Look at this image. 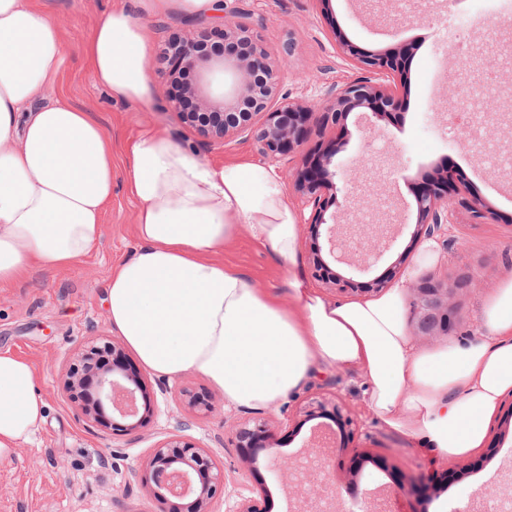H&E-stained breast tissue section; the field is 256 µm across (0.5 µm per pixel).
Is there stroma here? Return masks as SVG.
Listing matches in <instances>:
<instances>
[{
  "instance_id": "35a3bbf8",
  "label": "stroma",
  "mask_w": 512,
  "mask_h": 512,
  "mask_svg": "<svg viewBox=\"0 0 512 512\" xmlns=\"http://www.w3.org/2000/svg\"><path fill=\"white\" fill-rule=\"evenodd\" d=\"M121 0H35L57 23L65 62L46 97L63 99L89 112L112 138V197L102 217L97 247L78 264L55 271L32 270L23 280L0 288V350L31 362L36 390L45 402L44 422L35 438L0 462V512H157L156 500L133 471L149 459L161 439L178 435L213 451L224 467V496L214 498L211 512L249 501L259 512H478L484 495H512V394L488 424L486 445L478 453L451 459L419 448L388 429L370 407L363 376L338 369H316L303 386L275 406L254 410L229 405L203 375L187 372L171 378L147 374V395L154 411L139 431L117 432L91 426L65 390L66 371L76 353L111 335L105 290L111 270L139 246L135 235L136 204L128 194L124 172L125 142L146 128L165 132L186 151L213 163L237 159L261 163L253 137L222 143L199 137L160 100L164 84L153 77L150 106L116 100L95 83L84 45L93 28ZM225 11L262 40L273 61H285L283 93L319 103L328 87L364 77L353 60L336 51L337 38L361 56L401 50L405 65L395 82L399 106L378 121V131L362 133L363 121L350 115L343 127L311 126L300 150L273 162L277 173L302 167L305 158L325 150L353 170L367 187L383 189L403 207L405 223L393 250L373 269V276L400 263L399 279L415 281L411 242L416 212V185L429 181L447 162L456 184L467 186L487 209L482 223L457 210L453 242L441 249L435 276H455L463 268L478 272V282L461 298L462 320L452 338L463 341L477 329L484 302L503 280L512 278V176L486 167L478 151L447 140L441 129L452 89L471 83L492 90L494 109L508 121L491 139L512 150V67L490 74L461 67L472 54V40L462 37L459 54L446 52L435 37L433 22L395 19L392 0H223ZM291 56H284L285 43ZM225 265L251 282L273 289L284 305L288 270L262 249L247 229L224 251ZM210 398L212 412L190 410L182 389ZM267 419L278 448L277 459L258 453L245 458L231 445L227 427L254 418ZM323 465L318 495L305 499L286 472L307 456ZM422 480L424 494L412 493Z\"/></svg>"
}]
</instances>
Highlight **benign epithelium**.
<instances>
[{
    "instance_id": "7a95c632",
    "label": "benign epithelium",
    "mask_w": 512,
    "mask_h": 512,
    "mask_svg": "<svg viewBox=\"0 0 512 512\" xmlns=\"http://www.w3.org/2000/svg\"><path fill=\"white\" fill-rule=\"evenodd\" d=\"M174 39L178 44L172 43ZM174 39L167 40L160 49V74L169 80L171 69L175 67L188 74L189 84L167 92L163 109L178 113L200 136L213 142H223L240 134L251 135L265 159L275 161L299 145L304 128L311 121L336 126L357 110L369 109L374 116L384 118L397 108L398 99L390 84L393 74L402 68L397 54L360 60L369 76L329 89L322 101L312 106L280 93L281 70L270 61L261 40L232 14L224 15L216 30L200 28L186 35H176ZM213 73H222L227 79L224 92L219 96L209 90ZM320 163L319 177L306 179L303 168L297 171L294 180L300 210L310 211L306 224L313 244L315 277L339 294L356 296L379 292L396 275L404 257H399L387 274L359 282L339 272H329L321 256L319 239H324L327 255L334 263L366 273L392 250L395 237L390 231L391 209L380 206L383 195L377 191L354 193L352 173L336 163L335 153L323 152ZM450 184L448 176L442 181L437 179L415 196L414 240L432 239L447 233L459 208L466 210L475 221L484 218L481 201L466 200L459 191L451 190ZM339 193L353 200V209L357 212L374 215L378 234H373L371 225L328 213L330 203ZM363 237L370 246L356 255L349 242ZM475 282L476 276L470 270L452 281L422 276L411 286L409 300V321L414 335L438 342L454 332L461 312L460 296ZM105 350L125 355L120 344L109 340L84 348L69 367L67 393L74 401L82 399L83 372H89L95 377L96 397L93 403L81 407L84 421L101 424V415L109 408L118 417L112 422V430L135 432L154 415L151 409L139 413L137 396L146 392L145 377L132 365H96L95 353ZM234 436L239 448L246 447L247 440L256 439L267 442L265 449L269 456L276 454L270 430L262 420L255 421L251 428L236 429ZM137 476L140 483L162 501L161 512H210V500L224 491V469L213 455L178 436L158 442L150 461Z\"/></svg>"
}]
</instances>
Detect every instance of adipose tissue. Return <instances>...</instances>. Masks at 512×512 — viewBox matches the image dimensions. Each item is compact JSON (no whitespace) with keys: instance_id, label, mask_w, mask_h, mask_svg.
I'll use <instances>...</instances> for the list:
<instances>
[{"instance_id":"obj_1","label":"adipose tissue","mask_w":512,"mask_h":512,"mask_svg":"<svg viewBox=\"0 0 512 512\" xmlns=\"http://www.w3.org/2000/svg\"><path fill=\"white\" fill-rule=\"evenodd\" d=\"M153 32L120 6L85 44L95 82L149 105ZM64 63L55 22L33 0H0V287L32 268L74 265L95 246L112 197V139L89 113L58 99L39 109ZM127 152L140 247L112 271L113 330L149 372L204 375L226 403L267 408L315 366L357 370L381 421L452 459L485 444L512 393V279L485 301L477 337L418 350L407 286L335 302L298 268L300 227L279 175L247 160L214 165L159 131ZM288 269L291 306L221 256L240 227ZM32 365L0 352V461L44 421Z\"/></svg>"}]
</instances>
